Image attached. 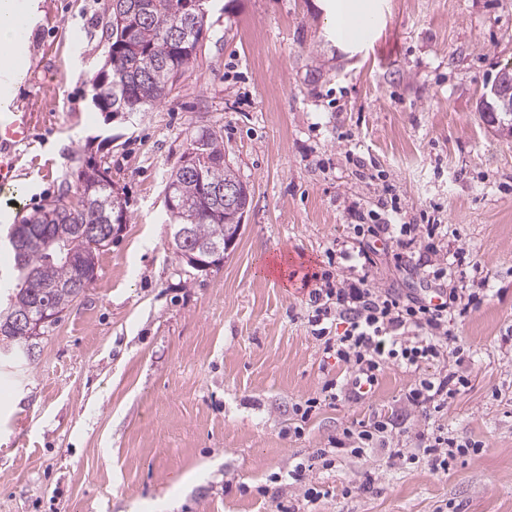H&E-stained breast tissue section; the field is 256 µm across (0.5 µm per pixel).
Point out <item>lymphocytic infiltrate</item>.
Returning a JSON list of instances; mask_svg holds the SVG:
<instances>
[{"label": "lymphocytic infiltrate", "mask_w": 512, "mask_h": 512, "mask_svg": "<svg viewBox=\"0 0 512 512\" xmlns=\"http://www.w3.org/2000/svg\"><path fill=\"white\" fill-rule=\"evenodd\" d=\"M400 207H393L384 223L357 225L363 241L357 249L342 251L340 257L355 262L361 272L353 279L337 280L335 286L316 288L309 294L312 335L326 357L346 366L347 381L326 380L322 390L328 399H339L348 388L374 386L387 366L406 364L420 367L429 361H447L450 323L465 316L480 302L478 293L452 288L440 303L400 296L373 287L369 270L374 264L375 242H383L408 252L423 243L427 253L442 250L441 234L435 224H403ZM455 369H441L437 374L419 379L406 396L407 402L422 409L443 411L448 400L468 380L462 370L463 358H456ZM420 453L394 449L399 460L415 463L425 458L433 472H447L457 456L479 451L477 441L458 442L443 430L419 436Z\"/></svg>", "instance_id": "obj_1"}]
</instances>
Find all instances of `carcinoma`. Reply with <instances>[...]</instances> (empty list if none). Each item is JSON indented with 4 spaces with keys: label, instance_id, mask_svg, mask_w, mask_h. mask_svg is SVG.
<instances>
[{
    "label": "carcinoma",
    "instance_id": "obj_1",
    "mask_svg": "<svg viewBox=\"0 0 512 512\" xmlns=\"http://www.w3.org/2000/svg\"><path fill=\"white\" fill-rule=\"evenodd\" d=\"M190 0H112L107 28L106 72L112 86H103L102 74L91 83L94 106L112 119L145 112L166 98L173 84L197 60L206 28L207 10L189 7ZM200 150L199 170L182 164L169 174L165 195L174 205L169 213L173 253L183 259L176 238L189 224L195 241L224 244L229 227L224 222V200L205 195V187L238 184L234 168L224 159L221 135L205 130L190 140L188 150ZM81 188L69 203L52 202L34 215L8 227L6 250L19 273L16 287L0 308V348L31 358L37 340L94 281L98 256L111 241L112 224L121 223L124 207L113 195L112 178L95 161L86 162L77 176ZM197 206V220L188 222L176 205ZM42 322L37 334L27 321Z\"/></svg>",
    "mask_w": 512,
    "mask_h": 512
}]
</instances>
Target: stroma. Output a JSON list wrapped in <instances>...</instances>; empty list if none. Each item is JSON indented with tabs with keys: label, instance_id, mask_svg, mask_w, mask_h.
Instances as JSON below:
<instances>
[{
	"label": "stroma",
	"instance_id": "obj_1",
	"mask_svg": "<svg viewBox=\"0 0 512 512\" xmlns=\"http://www.w3.org/2000/svg\"><path fill=\"white\" fill-rule=\"evenodd\" d=\"M33 2L0 110L35 113L36 129L11 153L0 225L70 202L91 158L125 219L34 360L0 359V512H277L308 482L313 512H512V138L479 111L512 66V0H374V29L351 42L330 0H209L194 65L148 111L110 121L91 81L111 0ZM204 130L222 133L250 202L223 265L198 272L173 254L164 187ZM393 200L465 250L452 283L482 297L451 324L468 385L445 412L406 401L437 362L389 366L358 401L321 392L347 369L313 338L308 294L355 242L356 213ZM374 260V287L419 291L413 260ZM377 419L403 448L438 427L482 448L445 474L380 447L318 457ZM305 461L304 483L284 484Z\"/></svg>",
	"mask_w": 512,
	"mask_h": 512
}]
</instances>
